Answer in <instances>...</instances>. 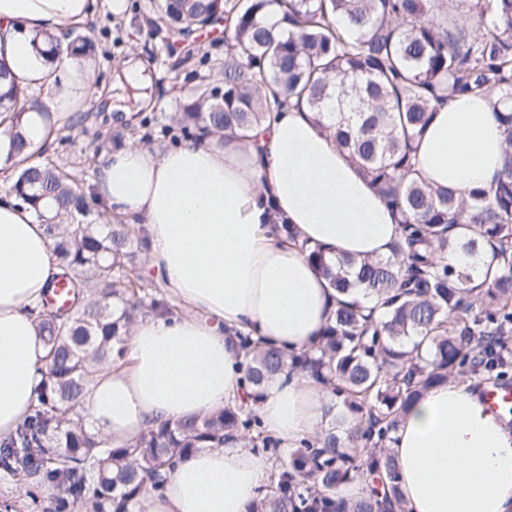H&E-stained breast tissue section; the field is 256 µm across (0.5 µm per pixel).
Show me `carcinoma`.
Listing matches in <instances>:
<instances>
[{"label":"carcinoma","mask_w":512,"mask_h":512,"mask_svg":"<svg viewBox=\"0 0 512 512\" xmlns=\"http://www.w3.org/2000/svg\"><path fill=\"white\" fill-rule=\"evenodd\" d=\"M444 0H155L171 29L224 21L230 43L221 85L197 90L177 117L192 139L238 133L292 105L324 116L337 146L401 216L403 239L385 257L308 258L336 291L362 288L383 312L339 303L318 344L302 355L242 336L240 370L257 400L271 379L303 372L334 398L331 426L299 444L276 466L249 512H406L392 433L409 407L434 384L485 372L506 383L512 371V0H473L470 14L448 13ZM40 53L87 55V33L49 36ZM483 95L504 135L501 167L488 187L466 194L415 177L413 144L434 104L459 94ZM26 101L0 63V124L10 128L8 159L16 163L14 197L42 217L64 270L70 302L45 306L39 325L46 373L31 415L0 443V474L34 503L50 492L49 512H131L163 487V474L197 448L242 438L280 460V444L253 406L162 424L112 448L82 414L97 367L124 361L125 342L140 317L171 315L173 305L149 291L136 272L146 251L144 229L108 210L87 219L73 170L26 153L20 128ZM448 250L491 255L496 270L473 285L472 272L440 259ZM344 427L339 447L336 427ZM360 478L364 497L343 488Z\"/></svg>","instance_id":"1"}]
</instances>
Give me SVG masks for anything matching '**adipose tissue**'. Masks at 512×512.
<instances>
[{"mask_svg":"<svg viewBox=\"0 0 512 512\" xmlns=\"http://www.w3.org/2000/svg\"><path fill=\"white\" fill-rule=\"evenodd\" d=\"M95 0H0V58L16 85L43 95L53 115L22 117L33 150L71 126L90 97L91 61L46 64L35 36H62ZM502 130L488 98L462 94L436 105L415 142L426 182L465 191L490 185ZM98 196L147 231V266L189 316L139 318L128 367L100 366L86 395L87 420L120 446L149 428L215 414L243 395L239 335L306 351L339 299L375 307L361 289L339 296L306 249L356 258L388 255L401 238L394 211L337 147L331 130L292 106L248 138L228 132L162 150L130 145L100 155ZM59 269L44 227L15 199L0 200V442L30 415L46 347L39 314ZM327 390L303 374L280 375L257 406L283 447L322 429ZM489 411L472 381L427 390L389 444L408 512H512V429ZM269 464L243 440L200 448L149 493L145 512H249Z\"/></svg>","mask_w":512,"mask_h":512,"instance_id":"adipose-tissue-1","label":"adipose tissue"}]
</instances>
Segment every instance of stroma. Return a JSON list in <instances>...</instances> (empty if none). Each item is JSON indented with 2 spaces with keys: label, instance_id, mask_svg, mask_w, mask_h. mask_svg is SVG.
Returning a JSON list of instances; mask_svg holds the SVG:
<instances>
[{
  "label": "stroma",
  "instance_id": "stroma-1",
  "mask_svg": "<svg viewBox=\"0 0 512 512\" xmlns=\"http://www.w3.org/2000/svg\"><path fill=\"white\" fill-rule=\"evenodd\" d=\"M153 7V0H127L122 15L98 10L86 19L96 39L97 66L90 75V84L98 94L83 104V125L56 132L46 153L47 158L80 166L86 183H93L98 174L95 147L99 135L111 128L106 95L124 60L138 58L152 77L150 98L131 105L129 114L153 116L159 124L169 126L168 134L156 137L154 146L158 149L186 144L176 117L188 102L190 90L200 84H219L222 77L227 46L223 30L196 35L197 50L188 58L179 37L163 27Z\"/></svg>",
  "mask_w": 512,
  "mask_h": 512
}]
</instances>
